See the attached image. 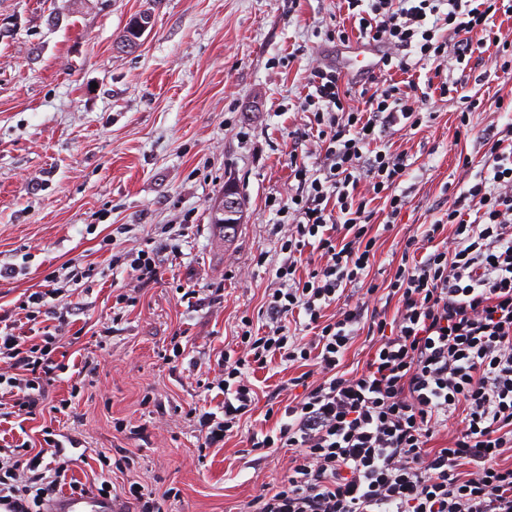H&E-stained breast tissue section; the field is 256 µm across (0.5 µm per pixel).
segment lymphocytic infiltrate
Here are the masks:
<instances>
[{
  "label": "lymphocytic infiltrate",
  "instance_id": "1",
  "mask_svg": "<svg viewBox=\"0 0 512 512\" xmlns=\"http://www.w3.org/2000/svg\"><path fill=\"white\" fill-rule=\"evenodd\" d=\"M359 18V35L380 53L379 67L408 72L407 51L431 62L425 83L376 82L365 76L361 105L335 66H313L300 104L315 132L313 165L291 169L295 197L280 203L286 262L278 288L264 304L262 328L246 331L245 351L224 349L215 380L217 411L190 408L202 445L220 446L241 432L258 395L246 372L268 359L303 363L292 378L302 392L284 406L273 432L251 435L255 449L289 448L288 474L254 498L251 512H512V125L482 140V168L473 182L448 196V207L421 233L407 237L383 293L387 306L370 310L350 287L367 283L378 237L367 198L368 181L383 201L386 227L408 203L398 186L407 175L403 155L385 144L397 125L417 129L429 92L459 99V122L481 102L467 94L466 77L448 80V59L465 62L486 45L499 70L512 72V36L498 18L512 0H346ZM451 230L452 243L439 237ZM319 266L298 272L305 248ZM336 307L335 318L325 315ZM304 315L301 333L286 318ZM373 336L363 368L344 357L360 332ZM48 328L18 333L0 316V385L10 400L0 417L28 420L46 398L44 383L62 368ZM462 428L437 444L449 417ZM36 454L13 449L0 456V501L12 512H47L61 493L89 494L70 478L72 459L46 433Z\"/></svg>",
  "mask_w": 512,
  "mask_h": 512
}]
</instances>
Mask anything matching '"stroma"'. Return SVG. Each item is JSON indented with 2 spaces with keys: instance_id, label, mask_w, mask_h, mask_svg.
<instances>
[{
  "instance_id": "35a3bbf8",
  "label": "stroma",
  "mask_w": 512,
  "mask_h": 512,
  "mask_svg": "<svg viewBox=\"0 0 512 512\" xmlns=\"http://www.w3.org/2000/svg\"><path fill=\"white\" fill-rule=\"evenodd\" d=\"M149 11L154 24L129 53L115 41ZM359 25L341 0H0V314L49 274L82 272L49 300L67 312L60 350L66 364L88 360L83 377L58 373L49 405L25 421L24 438L44 444V428L83 452L71 474L86 483L108 473L114 486L173 490L167 512H244L288 472L291 450H251L268 404L288 399L299 368L272 362L255 372L259 401L246 427L223 447L202 449L190 407L208 397L220 354L235 344L243 317H256L285 260L281 226L267 198L287 200L297 182L292 159H307L309 126L298 102L312 56L340 60L326 26ZM484 105L458 133L460 104L432 93L415 130L390 136L404 154L399 185L408 203L382 233L369 278L395 272L403 241L460 181L458 155L476 154L484 135L512 122L496 98H512V73L496 68L493 46L466 71ZM234 184L246 208L232 241L210 213ZM158 248L159 278L142 286L112 256ZM223 284L220 299L187 301L182 289ZM130 296L121 322L117 297ZM182 350L176 364L165 356ZM79 385L75 417L52 409ZM151 404H143V397ZM142 435H132L134 427Z\"/></svg>"
}]
</instances>
